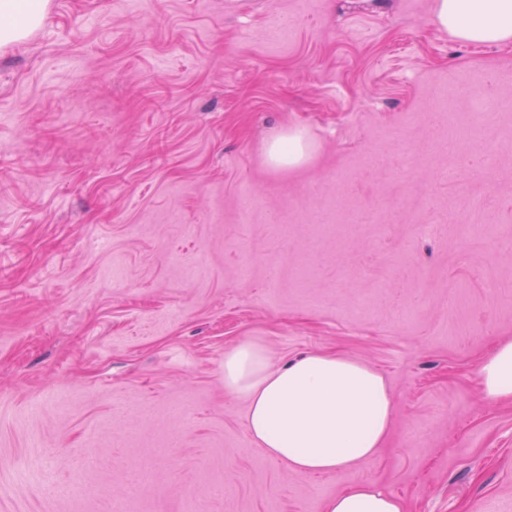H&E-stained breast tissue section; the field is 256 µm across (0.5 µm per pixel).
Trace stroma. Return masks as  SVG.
Listing matches in <instances>:
<instances>
[{
	"label": "stroma",
	"instance_id": "1",
	"mask_svg": "<svg viewBox=\"0 0 512 512\" xmlns=\"http://www.w3.org/2000/svg\"><path fill=\"white\" fill-rule=\"evenodd\" d=\"M432 4L50 0L0 47V512H321L364 482L512 512V400L480 395L512 339V110L472 122L466 89L512 96V43ZM296 127L311 156L272 165ZM246 341L380 371V453L268 459L224 386Z\"/></svg>",
	"mask_w": 512,
	"mask_h": 512
}]
</instances>
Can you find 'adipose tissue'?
<instances>
[{
	"instance_id": "1",
	"label": "adipose tissue",
	"mask_w": 512,
	"mask_h": 512,
	"mask_svg": "<svg viewBox=\"0 0 512 512\" xmlns=\"http://www.w3.org/2000/svg\"><path fill=\"white\" fill-rule=\"evenodd\" d=\"M49 0H0V47L40 27ZM434 19L470 44L512 42V0H434ZM224 385L248 401L246 427L269 457L299 474L333 473L374 458L383 448L393 402L372 367L333 354H309L272 367L259 343L224 356ZM491 401L512 399V341L500 342L481 370ZM324 512H402L388 491L362 484L326 499Z\"/></svg>"
}]
</instances>
